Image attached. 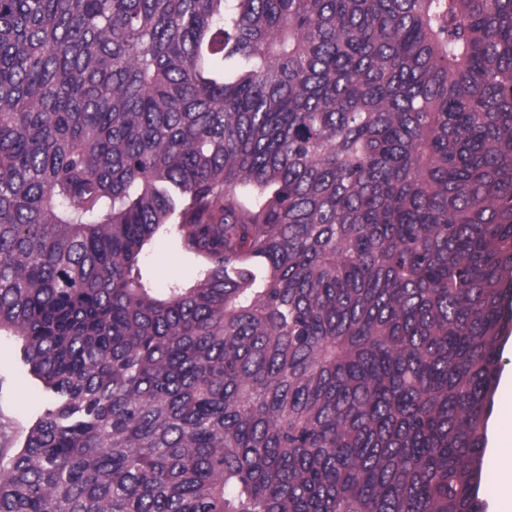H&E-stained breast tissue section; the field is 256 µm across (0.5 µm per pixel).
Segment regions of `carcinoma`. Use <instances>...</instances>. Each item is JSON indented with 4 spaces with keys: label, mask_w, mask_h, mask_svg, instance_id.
I'll return each instance as SVG.
<instances>
[{
    "label": "carcinoma",
    "mask_w": 512,
    "mask_h": 512,
    "mask_svg": "<svg viewBox=\"0 0 512 512\" xmlns=\"http://www.w3.org/2000/svg\"><path fill=\"white\" fill-rule=\"evenodd\" d=\"M511 331L512 0H0V512H484ZM144 275L153 288L163 290L173 282L187 286L197 279L201 264L178 248L174 234L163 229L147 246ZM21 343L0 335V448L21 446L30 427L46 408V395L21 358Z\"/></svg>",
    "instance_id": "1"
}]
</instances>
